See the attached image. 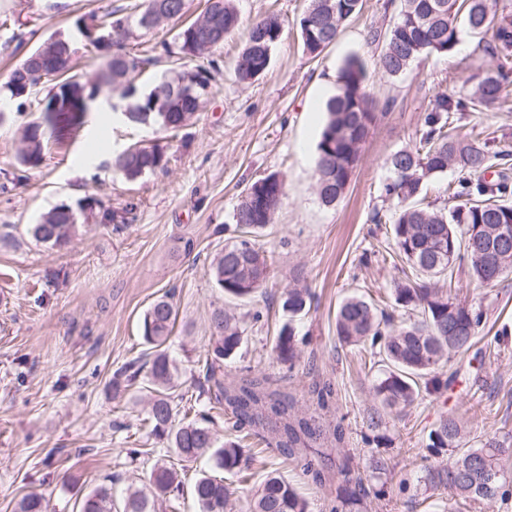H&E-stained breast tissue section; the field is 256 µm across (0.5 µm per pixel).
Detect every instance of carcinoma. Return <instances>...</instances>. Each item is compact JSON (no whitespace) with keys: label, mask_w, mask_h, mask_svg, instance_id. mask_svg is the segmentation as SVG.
Instances as JSON below:
<instances>
[{"label":"carcinoma","mask_w":512,"mask_h":512,"mask_svg":"<svg viewBox=\"0 0 512 512\" xmlns=\"http://www.w3.org/2000/svg\"><path fill=\"white\" fill-rule=\"evenodd\" d=\"M500 0H400L398 15L382 33L370 30L373 43L383 42L377 56L378 66L388 75L405 73L414 61L429 55L448 56L459 43L462 31L482 33L491 16H498L492 31V53L504 59L512 57V8L499 6ZM362 9V0H309L299 20L304 49L314 55L336 41L343 24ZM186 12V0H143L131 8H120L101 16H89L100 27L98 34L112 36V42L92 40L94 46L110 51L91 86L70 74L73 59L63 71L51 75L54 91L43 109L41 121L26 124L20 133L17 159L23 166L34 167L41 161L50 141L56 140L70 126L74 115L64 104L78 105L81 95L117 93L129 99L126 123L155 125L163 131L182 127L201 108L211 89V56L224 46L239 24L233 0H205L200 14L179 28L172 42H161L163 52L178 57L177 66L156 78L148 92L136 95L133 81L146 66L156 61L147 53L138 54L130 40L148 35L168 20H179ZM283 26L275 15L254 23L239 57L237 74L249 82L264 75L270 66L274 47L280 41ZM61 37L43 42L17 64L4 86L11 96L21 97L36 88L42 76L40 58L64 51ZM366 72L356 56L346 59L338 72L337 89L326 103L327 121L316 149L317 195L325 206L336 204L350 185L367 138L379 119V113L365 90ZM512 84V71L505 66L488 73L474 91L456 96H437L424 115L418 144L413 149L394 152L387 161L392 177L383 185L384 197L397 201L388 217L393 246L411 270L413 277L394 283L391 310L377 308L358 296L347 297L336 314L339 339L358 346L371 357L379 358L383 377L375 386V395L384 409L412 405L423 392L437 393L448 387L442 370L448 360L466 354L487 322L481 305L458 299L455 268L466 266L469 283L487 287L512 273V242L501 244L502 228L512 232V186L503 176L494 181L484 174L497 162L512 156V145L491 150L481 133L471 132L462 138L454 126L455 112H480L497 104ZM163 148L134 145L113 158V166L127 179L135 180L146 173L166 168ZM457 174L453 187L454 204L437 208L425 202L427 182L448 169ZM285 195L284 180L271 174L253 182L243 193L234 219L242 236L224 247L212 261V275L219 288L234 299H249L263 282L246 267L258 262L268 269L262 247L253 238L273 223ZM79 222L78 213L63 205L43 214L32 225L33 238L44 244H65ZM311 294L306 288L288 289L283 308L290 320L306 314ZM408 319L394 322V313ZM175 319L174 306L168 296L154 301L145 312L141 330L146 344L154 347L147 383L151 433L168 440L179 461L192 463L210 454L217 470L239 472L248 468L241 448L232 440L216 444V418L208 409L195 411L194 417L175 423L174 361L159 350L169 339ZM211 335L215 337L212 354L203 362L209 388V400L224 407L227 423L237 431L245 426L272 435L279 453L301 464L304 474L313 481L327 480L325 466L315 463L309 450L315 446L340 447L345 429L339 423L325 426L322 414L331 410L336 389L329 381H315L308 394L315 404L311 414H297L293 398L273 389L267 379H243L224 384L221 374L224 359L242 342V331L234 315L216 311L211 318ZM298 340L293 327L279 336L277 358L293 363L298 356ZM142 368L131 362L113 376L112 389L119 395L138 381ZM430 455L444 451L453 458L446 464L425 468V479L435 488H445L457 499L492 501L505 498L506 480L499 457L507 451L495 437L478 448L462 440L457 417L444 414L428 436ZM151 494L128 487L121 506H115L111 488L99 486L82 497L78 512H157V505L170 493L180 490L181 474L173 466L155 464L149 477ZM366 494L363 479L344 488V495L331 501L329 512L361 501ZM192 495L199 512H228L229 496L224 481L208 472L197 475ZM15 512H46L44 499L25 494L15 503ZM251 512H308V505L295 489L277 475L270 474L253 500Z\"/></svg>","instance_id":"carcinoma-1"}]
</instances>
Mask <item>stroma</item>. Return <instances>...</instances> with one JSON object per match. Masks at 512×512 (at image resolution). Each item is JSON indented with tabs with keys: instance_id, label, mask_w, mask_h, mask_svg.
<instances>
[{
	"instance_id": "stroma-1",
	"label": "stroma",
	"mask_w": 512,
	"mask_h": 512,
	"mask_svg": "<svg viewBox=\"0 0 512 512\" xmlns=\"http://www.w3.org/2000/svg\"><path fill=\"white\" fill-rule=\"evenodd\" d=\"M130 0H0V86L26 50L56 33L77 50V75L91 80L105 54L88 44L76 23L90 13L124 7ZM387 0H362L361 11L319 56L303 48L299 20L308 0H236L240 24L215 55L220 68L201 112L166 142L165 171L127 181L113 158L127 145L151 143L158 134L87 113L82 125L50 143L34 168L16 160L21 127L40 116L50 90L41 85L22 98L0 93L7 119L0 124V512H13L24 494L43 495L50 512H73L77 498L96 487L122 495L147 483L157 459L174 460L166 442L148 436L143 393L112 394L113 372L148 352L141 320L150 305L170 295L177 311L165 345L178 368L176 392L206 404L202 361L215 341L211 317L225 310L243 331L237 352L224 362L223 378L265 377L312 412L307 390L313 380L336 388L335 418L345 444L330 449L326 485L304 475L260 437H237L216 425L218 441L239 439L250 459L247 474L228 473L230 512H249L268 474L281 476L325 512L343 484V464L367 467L381 456L383 482L351 512H512V496L491 502L456 501L444 489L426 488L422 477L428 434L442 413L457 416L472 446L494 435L512 442V274L484 288L456 272L459 296L483 305L488 320L471 353L447 366V391L422 394L405 410H380L374 387L382 376L367 354L336 336V312L348 296L379 306L389 302L399 268L386 258L390 227L372 221L389 214L381 193L386 161L415 146L421 119L438 94L472 90L490 69L503 64L484 52L479 37L461 34L450 56L431 55L404 75L392 77L376 64L370 27L387 29L395 15ZM276 15L283 37L268 72L252 83L236 74L238 55L251 25ZM366 65V89L386 107L362 152L344 198L323 206L315 191L316 146L326 121L325 102L337 72L350 55ZM512 69V60L505 62ZM460 133L483 131L491 146L512 144V101L504 107L465 113ZM280 174L286 195L274 222L258 236L270 268L256 298L240 301L216 288L211 263L238 237L234 213L242 191L255 180ZM138 207L126 222H104L103 210ZM82 207L78 230L62 246L36 242L32 224L53 207ZM301 281L314 296L310 311L293 322L300 336L294 364L278 360L275 345L289 322L282 304ZM260 321H253L255 311ZM379 413L378 428L369 417ZM144 449L136 462L125 451ZM406 491H399V484ZM385 495H377L378 485Z\"/></svg>"
}]
</instances>
